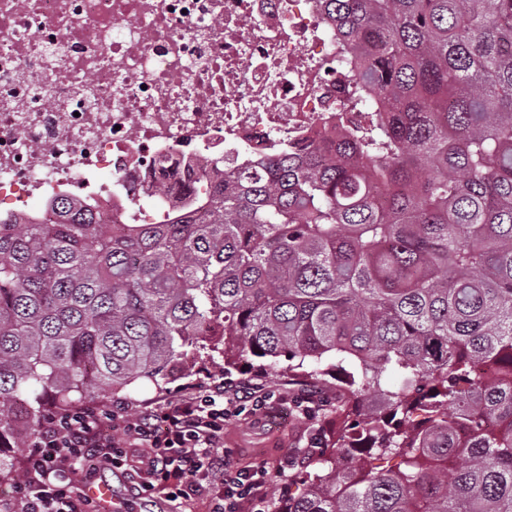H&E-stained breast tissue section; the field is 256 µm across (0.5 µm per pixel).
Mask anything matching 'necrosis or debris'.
<instances>
[{
    "label": "necrosis or debris",
    "mask_w": 512,
    "mask_h": 512,
    "mask_svg": "<svg viewBox=\"0 0 512 512\" xmlns=\"http://www.w3.org/2000/svg\"><path fill=\"white\" fill-rule=\"evenodd\" d=\"M356 83L318 0H0V217L71 197L167 223L305 130L364 124Z\"/></svg>",
    "instance_id": "necrosis-or-debris-1"
}]
</instances>
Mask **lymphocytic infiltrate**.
Listing matches in <instances>:
<instances>
[{"mask_svg": "<svg viewBox=\"0 0 512 512\" xmlns=\"http://www.w3.org/2000/svg\"><path fill=\"white\" fill-rule=\"evenodd\" d=\"M266 394L242 390L225 396L223 382L175 402L131 409L117 400L47 414L30 439L22 478L14 495L0 497V512H96L86 492L93 472L128 468L131 490L141 500L164 490L169 500L203 497L209 512H244L266 502L265 464L238 466L224 446V422L244 406L265 408ZM120 424L118 435L102 431L104 421ZM138 464L127 467V451Z\"/></svg>", "mask_w": 512, "mask_h": 512, "instance_id": "1", "label": "lymphocytic infiltrate"}]
</instances>
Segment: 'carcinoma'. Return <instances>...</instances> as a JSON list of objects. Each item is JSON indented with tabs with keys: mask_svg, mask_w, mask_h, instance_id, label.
<instances>
[{
	"mask_svg": "<svg viewBox=\"0 0 512 512\" xmlns=\"http://www.w3.org/2000/svg\"><path fill=\"white\" fill-rule=\"evenodd\" d=\"M320 2L366 133L311 131L169 224L0 219V482L44 401L200 361L336 376L330 470L286 512H512V0Z\"/></svg>",
	"mask_w": 512,
	"mask_h": 512,
	"instance_id": "obj_1",
	"label": "carcinoma"
}]
</instances>
